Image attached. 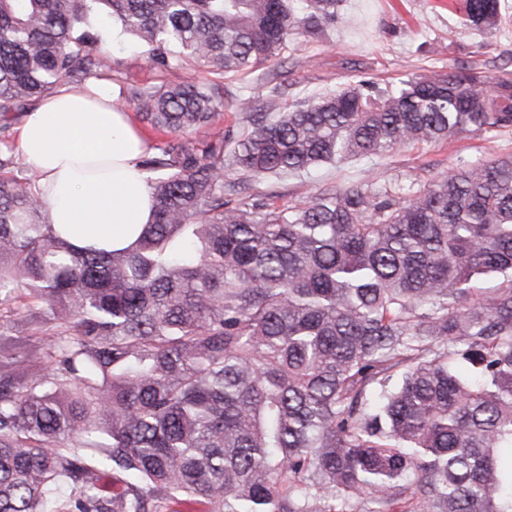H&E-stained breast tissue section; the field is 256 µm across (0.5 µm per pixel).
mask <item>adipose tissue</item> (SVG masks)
I'll return each instance as SVG.
<instances>
[{"label": "adipose tissue", "instance_id": "1", "mask_svg": "<svg viewBox=\"0 0 512 512\" xmlns=\"http://www.w3.org/2000/svg\"><path fill=\"white\" fill-rule=\"evenodd\" d=\"M17 149L40 175L50 222L74 243L123 247L151 223V190L139 167L147 144L105 82L65 86L41 100Z\"/></svg>", "mask_w": 512, "mask_h": 512}]
</instances>
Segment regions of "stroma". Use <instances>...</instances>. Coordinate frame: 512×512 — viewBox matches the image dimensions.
<instances>
[{"instance_id":"obj_1","label":"stroma","mask_w":512,"mask_h":512,"mask_svg":"<svg viewBox=\"0 0 512 512\" xmlns=\"http://www.w3.org/2000/svg\"><path fill=\"white\" fill-rule=\"evenodd\" d=\"M111 53L122 85L158 86L178 82L181 71L159 70L133 38L102 44ZM470 62L496 76L512 70V27L486 37L467 31L463 18L446 0H343L335 27L324 36L303 38L290 45L281 61L249 74H220L194 67L203 85L220 84L225 99L254 96L260 108L280 112L344 83L354 75L393 81L447 71L454 62ZM277 78L285 93L267 96L269 78ZM512 153V131L462 132L428 145L410 146L363 160L324 167L309 176L279 175L254 182L255 191L273 194L278 204L328 188H341L375 174L385 180H427L463 159L476 160Z\"/></svg>"}]
</instances>
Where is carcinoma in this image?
Returning a JSON list of instances; mask_svg holds the SVG:
<instances>
[{
	"instance_id": "carcinoma-1",
	"label": "carcinoma",
	"mask_w": 512,
	"mask_h": 512,
	"mask_svg": "<svg viewBox=\"0 0 512 512\" xmlns=\"http://www.w3.org/2000/svg\"><path fill=\"white\" fill-rule=\"evenodd\" d=\"M340 0H0V116L92 75L101 24L161 70L249 73L336 24ZM466 26L501 0H450ZM170 134L217 85L120 92ZM235 141L140 161L154 219L73 244L38 174L0 177V512H512V155L425 183L369 176L289 205L245 183L463 131L512 128V73L356 76ZM500 280L489 292L471 284ZM112 476L118 488L101 490Z\"/></svg>"
}]
</instances>
